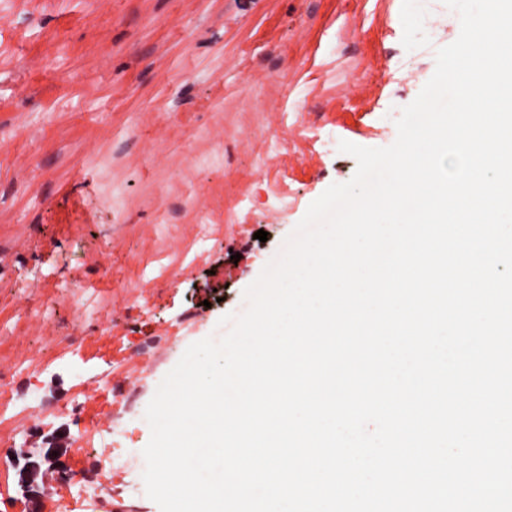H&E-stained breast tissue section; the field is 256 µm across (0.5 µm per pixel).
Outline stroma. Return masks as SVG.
<instances>
[{
    "mask_svg": "<svg viewBox=\"0 0 512 512\" xmlns=\"http://www.w3.org/2000/svg\"><path fill=\"white\" fill-rule=\"evenodd\" d=\"M459 31L443 0H0V381L41 404L0 422V512H25L13 450L87 426L101 377L147 445L187 347L354 176L339 142L393 144Z\"/></svg>",
    "mask_w": 512,
    "mask_h": 512,
    "instance_id": "35a3bbf8",
    "label": "stroma"
}]
</instances>
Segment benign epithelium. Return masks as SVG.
<instances>
[{
  "mask_svg": "<svg viewBox=\"0 0 512 512\" xmlns=\"http://www.w3.org/2000/svg\"><path fill=\"white\" fill-rule=\"evenodd\" d=\"M68 435L56 432L49 439V447L36 452L23 450L20 457L24 464L17 469L16 485L26 500V512H40L42 495L38 491L37 476L42 473H56L60 478H65L67 469L63 463V457L68 452Z\"/></svg>",
  "mask_w": 512,
  "mask_h": 512,
  "instance_id": "1",
  "label": "benign epithelium"
}]
</instances>
